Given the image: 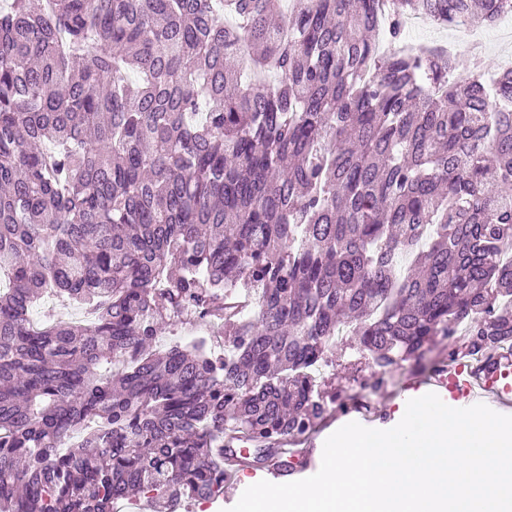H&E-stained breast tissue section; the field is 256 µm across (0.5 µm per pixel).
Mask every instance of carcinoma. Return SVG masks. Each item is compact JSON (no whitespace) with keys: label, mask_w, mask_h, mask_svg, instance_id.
Listing matches in <instances>:
<instances>
[{"label":"carcinoma","mask_w":512,"mask_h":512,"mask_svg":"<svg viewBox=\"0 0 512 512\" xmlns=\"http://www.w3.org/2000/svg\"><path fill=\"white\" fill-rule=\"evenodd\" d=\"M293 2L0 5V512H177L235 448L292 467L341 326L381 383L455 324L442 365L512 341V69L376 52L512 0ZM48 293L93 320L35 325ZM189 309L228 356L150 350Z\"/></svg>","instance_id":"obj_1"}]
</instances>
